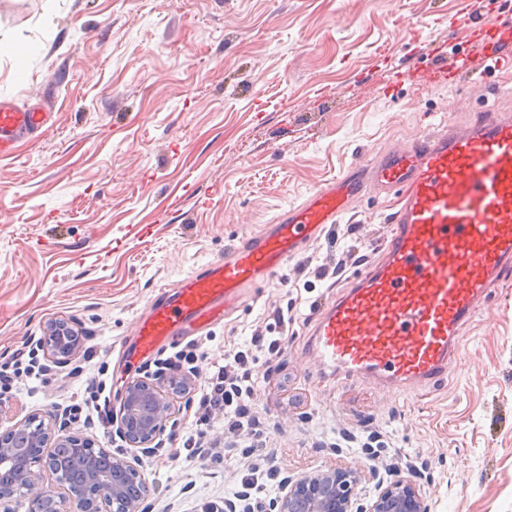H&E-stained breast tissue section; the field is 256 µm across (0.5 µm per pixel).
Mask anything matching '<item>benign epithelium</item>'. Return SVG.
Here are the masks:
<instances>
[{
    "label": "benign epithelium",
    "instance_id": "benign-epithelium-1",
    "mask_svg": "<svg viewBox=\"0 0 512 512\" xmlns=\"http://www.w3.org/2000/svg\"><path fill=\"white\" fill-rule=\"evenodd\" d=\"M68 324H50L41 341L45 351H56V358L66 360L74 354L58 353V345L70 335ZM173 418V407L157 382L137 379L126 386L121 396L119 412L112 413V425L119 435L134 448H146L165 430ZM46 432L38 419L16 423L0 431V474L14 473L24 483L31 499V512H138L139 501L122 497L123 489L145 481L144 475L132 462L112 459V471L102 472L93 467L97 457L94 443L78 435L68 436L66 447L71 450L73 463L86 471L78 482L80 492L73 493L66 484L50 473L51 483L40 481L30 464L28 449L40 447L38 433ZM112 484V498H103L102 484ZM357 472L334 467L304 476L281 485L278 512H429L416 487L405 479H395L382 489L368 507L355 508Z\"/></svg>",
    "mask_w": 512,
    "mask_h": 512
}]
</instances>
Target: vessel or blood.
<instances>
[{
  "label": "vessel or blood",
  "mask_w": 512,
  "mask_h": 512,
  "mask_svg": "<svg viewBox=\"0 0 512 512\" xmlns=\"http://www.w3.org/2000/svg\"><path fill=\"white\" fill-rule=\"evenodd\" d=\"M485 32L486 61H512V26L490 20ZM467 70L458 52L430 81L453 82ZM447 109L475 117L443 121L438 134L356 163L152 303L134 325V347L124 353L129 367L228 318L245 292L276 277L355 204L383 196L392 204L377 259L355 271L319 313L304 353L337 377L385 392L416 393L444 382L466 329L495 288L512 279V114L474 110L463 94ZM49 120L42 110L0 103V159Z\"/></svg>",
  "instance_id": "obj_1"
}]
</instances>
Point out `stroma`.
Segmentation results:
<instances>
[{"mask_svg": "<svg viewBox=\"0 0 512 512\" xmlns=\"http://www.w3.org/2000/svg\"><path fill=\"white\" fill-rule=\"evenodd\" d=\"M490 17L512 22V0L478 12L470 0H0V39L40 46L22 61L0 55V102L53 114L0 159V363L55 320L81 340L51 384L31 380L6 399L0 425L52 418L135 463L149 487L140 512H203L235 500L250 475L263 485L252 506L270 512L285 478L331 467L359 471L367 501L399 475L430 512H512V281L434 389L382 398L303 365L315 305L375 256L381 197L207 332L205 371L288 313L279 353L251 365L261 439L246 427L193 461L176 457L198 405L184 390L171 393L175 424L151 449L63 416L87 379L105 381L111 408L130 381L167 380L122 358L165 288L351 164L435 131L454 91L426 72L452 49L470 55L463 90L475 108L512 110V70L486 66L479 39ZM409 25L422 40L404 39ZM394 66L407 82L391 84Z\"/></svg>", "mask_w": 512, "mask_h": 512, "instance_id": "stroma-1", "label": "stroma"}]
</instances>
